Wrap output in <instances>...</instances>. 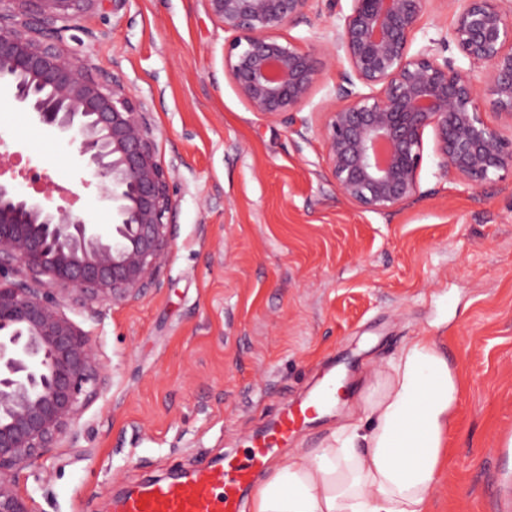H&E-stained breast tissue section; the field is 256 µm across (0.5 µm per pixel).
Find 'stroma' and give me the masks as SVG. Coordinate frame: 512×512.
<instances>
[{"label":"stroma","mask_w":512,"mask_h":512,"mask_svg":"<svg viewBox=\"0 0 512 512\" xmlns=\"http://www.w3.org/2000/svg\"><path fill=\"white\" fill-rule=\"evenodd\" d=\"M459 7L432 0L414 47L450 33ZM336 22L316 0L286 34L322 50ZM227 39L206 0L93 6L63 35L67 56L109 74L145 112L176 234L160 288L142 300L61 298L110 384L83 410L76 442L18 472L34 512H113L124 489L220 465L333 376L345 385L335 405L275 454L321 447L373 374L423 335L439 338L463 382L432 512H512V181L473 191L428 148L420 197L360 210L337 194L319 134L335 67L313 89L301 138L239 96ZM1 152L17 187L33 195L52 183L54 203L111 223L72 146L4 101Z\"/></svg>","instance_id":"obj_1"}]
</instances>
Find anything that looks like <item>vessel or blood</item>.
Segmentation results:
<instances>
[{"label": "vessel or blood", "instance_id": "vessel-or-blood-1", "mask_svg": "<svg viewBox=\"0 0 512 512\" xmlns=\"http://www.w3.org/2000/svg\"><path fill=\"white\" fill-rule=\"evenodd\" d=\"M336 396L335 382L326 386L305 406L284 414L258 445L244 456L226 457L222 466H200L179 482H148L121 499L118 512H241L239 491L262 473L271 450L286 443L309 417Z\"/></svg>", "mask_w": 512, "mask_h": 512}]
</instances>
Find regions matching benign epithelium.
I'll return each mask as SVG.
<instances>
[{
  "label": "benign epithelium",
  "mask_w": 512,
  "mask_h": 512,
  "mask_svg": "<svg viewBox=\"0 0 512 512\" xmlns=\"http://www.w3.org/2000/svg\"><path fill=\"white\" fill-rule=\"evenodd\" d=\"M7 2L42 39L0 23V99L75 146L72 165L92 176L82 185L96 186L112 208V223L92 224L46 204L48 189L40 200L0 182V512H34L15 474L65 440L107 384L89 335L60 311L57 293L141 300L161 287L174 226L164 222L169 181L145 113L56 45L85 6L106 0ZM206 2L232 34L224 72L240 97L262 117L293 124L324 62L283 31L306 20L314 0ZM350 2L338 10L336 102L321 126L337 194L374 212L415 199L428 129L440 170L467 188L512 176V4L462 0L451 30L470 68L487 69L490 121L469 73L439 52L448 39L411 52L430 0ZM21 270L29 280L14 279Z\"/></svg>",
  "instance_id": "obj_1"
}]
</instances>
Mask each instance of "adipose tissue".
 <instances>
[{"label":"adipose tissue","mask_w":512,"mask_h":512,"mask_svg":"<svg viewBox=\"0 0 512 512\" xmlns=\"http://www.w3.org/2000/svg\"><path fill=\"white\" fill-rule=\"evenodd\" d=\"M461 391L435 337L409 339L352 420L276 460L245 512H429Z\"/></svg>","instance_id":"adipose-tissue-1"}]
</instances>
